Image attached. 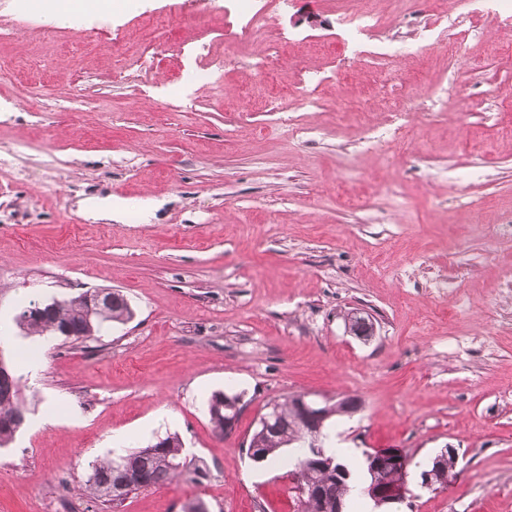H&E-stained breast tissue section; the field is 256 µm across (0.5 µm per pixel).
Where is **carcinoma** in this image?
<instances>
[{
  "instance_id": "1",
  "label": "carcinoma",
  "mask_w": 512,
  "mask_h": 512,
  "mask_svg": "<svg viewBox=\"0 0 512 512\" xmlns=\"http://www.w3.org/2000/svg\"><path fill=\"white\" fill-rule=\"evenodd\" d=\"M52 308L30 317L25 312L18 316V326L28 336H49L59 333L62 325L71 328L73 342L90 340L100 332L106 322L122 323L130 319L131 310L128 301L119 293H112V303L108 314L103 318H87L82 309L73 305V299L53 300ZM224 395L215 394L208 404L209 420L214 431L224 435ZM25 421L24 409L19 404V391L13 394L0 392V447L9 444ZM255 448H246L252 453L254 461L265 462L274 459L277 453L288 447L296 451V476L302 477L306 484L323 485V497L298 501L300 512H326V501L336 497L349 496V486L354 471L339 461L335 465L342 468L345 478L341 482L326 472L304 469L302 462L309 453L305 448L307 434L299 427H288L277 434L264 432L263 427L256 428L250 438ZM188 476L196 481L205 476L199 467L190 468L183 447L177 435H168L160 442L139 448L120 459L99 460L91 465V473L84 486V494L99 502L102 509H116L130 496L152 487H158L169 480Z\"/></svg>"
}]
</instances>
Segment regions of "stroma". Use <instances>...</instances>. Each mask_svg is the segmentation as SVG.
<instances>
[{"label": "stroma", "instance_id": "1", "mask_svg": "<svg viewBox=\"0 0 512 512\" xmlns=\"http://www.w3.org/2000/svg\"><path fill=\"white\" fill-rule=\"evenodd\" d=\"M132 2L56 25L0 0V60L23 64L0 84V358L26 408L0 448V512H99L76 489L92 461L115 457L111 438L128 452L168 433L209 477L142 491L119 512H181L193 499L208 512H297L287 461L254 463L245 445L267 402L303 393L357 397L358 412L332 420L339 442L410 458L405 499L379 508L362 494L359 512H512V238L496 232L512 217V30L482 6L485 41L452 62L421 32L448 25L447 5L418 0L405 15L385 0L384 36L420 47L396 64L416 107L409 150L485 173L429 184L396 153H356L360 128L338 94L375 124L386 108L369 70L351 69L341 90L332 81L346 33L329 0H288L253 45L287 41L280 84L325 75L303 113L324 130L313 143L289 136L280 116L295 104L271 111L249 63L219 90L194 80L239 37L234 0ZM167 15L168 56L121 68L145 20ZM439 88L447 101L435 106ZM340 175L366 208L341 205ZM88 199L111 203V219L90 217ZM468 199L492 203L484 228L448 223ZM99 288L124 295L134 317L97 340H44L16 324L30 300ZM355 310L374 323L368 339L347 328ZM219 392L241 397L225 436L207 409ZM449 447L451 485L421 487V469Z\"/></svg>", "mask_w": 512, "mask_h": 512}]
</instances>
